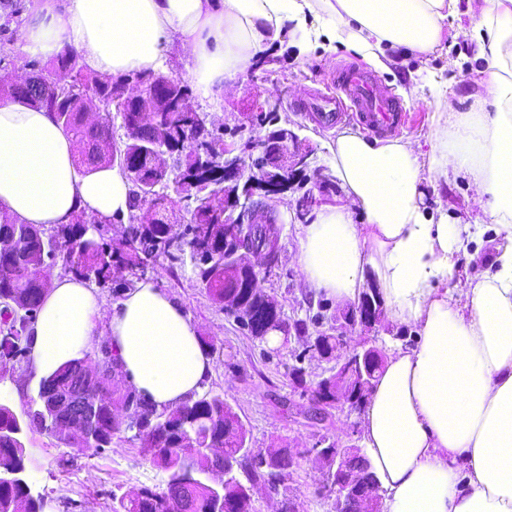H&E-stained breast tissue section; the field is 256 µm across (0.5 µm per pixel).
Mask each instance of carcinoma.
I'll list each match as a JSON object with an SVG mask.
<instances>
[{
	"instance_id": "carcinoma-1",
	"label": "carcinoma",
	"mask_w": 512,
	"mask_h": 512,
	"mask_svg": "<svg viewBox=\"0 0 512 512\" xmlns=\"http://www.w3.org/2000/svg\"><path fill=\"white\" fill-rule=\"evenodd\" d=\"M55 68L69 67L74 71V89L53 101L43 95L45 88L29 87L17 91L13 83L0 84V92L22 98L37 108L56 114L59 124L67 128L66 135L83 143L82 164L87 168L112 163V112L117 110L126 130L121 148L135 176L125 175L131 184L132 208L129 220L145 218L143 224L128 228V251H119L104 241L94 230L86 227L84 216L77 214L72 221L55 230L58 253L55 265L65 273L99 285L112 282V270L121 266L127 273L124 286L134 287L145 279L159 258L168 261L171 269L184 263L185 254H195L202 246L209 253L208 261L195 264L196 286L213 303L224 306V294L234 292L246 310L268 314L267 305L273 299L261 288L260 277L244 268L224 269V197L217 183L198 180L182 191L194 199L180 209L165 193L169 176L152 166L148 146L152 143L153 126L144 122L147 113L165 122L171 131L167 147L175 153L181 179L195 177L199 155L185 152L188 141L209 138L217 144L221 134L203 127L198 117L175 110L176 102L189 94L181 79L164 72L124 77H91L76 65L74 52L67 49L54 64ZM91 93L103 106L102 122L89 126L81 119L83 97ZM14 239L17 249L0 255V332L15 336L22 350H27L28 325L38 313L45 288L50 282L46 272L31 265V257L39 254L48 239L47 231L35 224H23L0 213V239ZM25 299L22 308L14 307L16 299ZM72 365L60 368L52 377L39 382L36 396L25 404L22 415L8 405L0 407V455L12 454L25 463V448L21 441L24 430L45 431L43 419L53 412V401L64 395L70 385ZM88 397L99 403L94 434L86 438L54 434L71 448L96 451L112 446V437L125 431L134 438L150 460L167 473L166 487L160 491L142 488L133 495L113 498L112 512H216L214 493L205 476L217 466L204 449L222 448L224 458L234 459L248 444L247 430L237 412L221 394L206 392L192 403L173 409L157 410L130 387L112 386L107 380L91 382L86 388ZM122 403L129 415L112 416V406ZM193 439L201 452L192 460L193 475L185 470L186 462L177 452L187 439ZM267 452L283 460L281 473L275 475L278 484H285L298 466L297 457L287 448H269ZM246 481L233 475L224 482V512H254L250 502L238 501L245 482L267 479L263 471L244 468ZM26 487L20 477L0 479V512L24 498Z\"/></svg>"
}]
</instances>
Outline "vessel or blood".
<instances>
[{
	"instance_id": "vessel-or-blood-1",
	"label": "vessel or blood",
	"mask_w": 512,
	"mask_h": 512,
	"mask_svg": "<svg viewBox=\"0 0 512 512\" xmlns=\"http://www.w3.org/2000/svg\"><path fill=\"white\" fill-rule=\"evenodd\" d=\"M301 109L311 113L319 124L330 125L351 118L378 136L397 134L410 121L409 113L379 78L352 62L338 65L329 93L304 102Z\"/></svg>"
}]
</instances>
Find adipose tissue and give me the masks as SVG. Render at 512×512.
Wrapping results in <instances>:
<instances>
[{
    "label": "adipose tissue",
    "mask_w": 512,
    "mask_h": 512,
    "mask_svg": "<svg viewBox=\"0 0 512 512\" xmlns=\"http://www.w3.org/2000/svg\"><path fill=\"white\" fill-rule=\"evenodd\" d=\"M486 2L465 26L461 0H34L14 34L19 61L71 47L87 71L112 77L157 71L179 40L206 100L232 89L258 52L295 37L378 68L398 49L432 55L448 35L474 43L481 89L465 111L438 93L426 143L337 131L342 195L297 236L294 259L313 297L355 300L372 272L390 320L418 335L416 347L388 355L362 416L383 512H512V0ZM460 177L492 239L444 204L425 209L426 187ZM130 189L118 167L80 166L53 113L0 98V209L9 216L47 229L79 213L124 220ZM488 241V269L461 277V248ZM27 334L41 379L106 336L128 385L159 410L193 401L213 372L190 316L149 279L105 310L85 281L53 277Z\"/></svg>",
    "instance_id": "adipose-tissue-1"
}]
</instances>
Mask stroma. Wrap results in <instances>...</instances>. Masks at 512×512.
I'll use <instances>...</instances> for the list:
<instances>
[{
	"instance_id": "35a3bbf8",
	"label": "stroma",
	"mask_w": 512,
	"mask_h": 512,
	"mask_svg": "<svg viewBox=\"0 0 512 512\" xmlns=\"http://www.w3.org/2000/svg\"><path fill=\"white\" fill-rule=\"evenodd\" d=\"M472 54V43L460 39L428 59L398 54L390 70L378 71V78L395 95L408 86L409 73L418 71L424 77L414 98L405 103L409 111L417 113L418 120L404 129V136L422 141L429 135L432 109L427 101L432 96V85L444 87L457 105H465L467 95L477 90L480 79L465 62ZM261 57L260 64L238 76L236 89L225 92L219 103L195 95L192 106L208 113L215 123L230 124L240 113L250 111L253 100L279 102L281 119L287 120L298 136L296 152L308 156V189L315 195L338 199L339 190L323 183L324 176L331 173L328 145L336 130L317 126L305 113L297 111L296 104L326 91L336 65L354 61V54L342 48L305 51L286 42L262 51ZM475 196L473 186L461 178L441 186L438 192L426 193L424 202L430 208L439 198L447 203L449 212L477 217L481 211ZM295 204V194L288 192L269 201L258 215L259 220L272 217L283 226L279 266L262 275V286L275 296L287 321L305 318L308 310L318 307L325 316L341 315L345 303L313 298L303 286L304 273L294 260ZM152 278L184 307L198 335L210 343L213 375L208 388L223 394L238 413L248 431L250 446L287 447L297 456L298 466L286 488L271 492L265 483L254 485L256 512H279L287 499L294 502L297 512H334L335 496L323 487L321 466L313 449L324 438L335 441L340 448L362 444L361 415L335 407L329 409L323 421H314L312 387L335 372L337 359L345 358L363 343L376 346L386 355L396 348L416 345L415 331L387 318L372 328L342 322L338 325L337 358L324 361L303 356V343L297 336H289L275 349L249 336L197 288L191 267L173 271L161 258ZM299 366L306 372L307 383L303 386L297 385L293 377L294 368ZM22 441L28 456L27 481L33 493L47 497L51 512H62L61 504L67 499L75 501L74 512H111L113 498L145 487L160 490L165 486V473L144 455L138 440L128 432L114 436L111 447L99 452L67 447L44 432H25Z\"/></svg>"
}]
</instances>
